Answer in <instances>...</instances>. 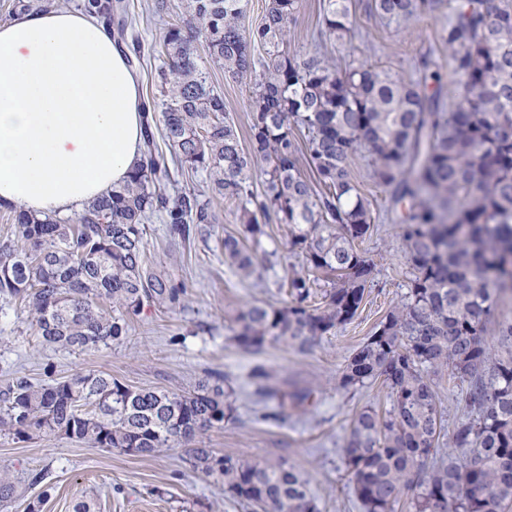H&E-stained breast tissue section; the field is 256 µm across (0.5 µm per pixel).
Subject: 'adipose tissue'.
Instances as JSON below:
<instances>
[{
    "label": "adipose tissue",
    "mask_w": 512,
    "mask_h": 512,
    "mask_svg": "<svg viewBox=\"0 0 512 512\" xmlns=\"http://www.w3.org/2000/svg\"><path fill=\"white\" fill-rule=\"evenodd\" d=\"M128 55L86 11L0 24V204L66 216L127 180L144 113Z\"/></svg>",
    "instance_id": "1"
}]
</instances>
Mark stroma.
<instances>
[{
	"mask_svg": "<svg viewBox=\"0 0 512 512\" xmlns=\"http://www.w3.org/2000/svg\"><path fill=\"white\" fill-rule=\"evenodd\" d=\"M126 2L138 18L141 63L137 71L143 95L149 99L156 93L158 41L165 21L149 11L151 0ZM321 2L306 0L305 9L290 26V50L318 51L342 68L388 69L412 80L420 79L421 62L430 58L443 66V91L449 102L461 103L463 78L438 40V19L387 23L369 12V0H352L349 34L341 40L329 39L320 34ZM205 68L212 85L224 96L227 117L247 129V81L225 78L223 70L210 62ZM169 166L168 194H201L211 200L217 215L216 223L203 225L200 233L187 240L171 236L161 216L147 223V258L157 273L171 276L184 288L180 302L144 307L131 316L128 334L120 342L74 353L43 346L26 313L0 297V388L22 377L41 383L51 376L93 370L133 388L182 393L208 376H221L233 391V417L203 435L200 447L243 460H287L309 477L321 512H362L346 477L344 439L357 413L367 407L386 413L391 400L380 383L344 389L337 375L344 360L407 290L410 268L401 252L399 215L391 210L388 192L374 183L365 160L356 161L352 174L375 209L373 231L362 244L376 263L375 279L359 315L323 337L311 351L278 344L253 356L235 342L230 317L247 304L274 303L284 295L293 273L288 228L272 221L265 224L262 235L246 234L236 205L213 197L202 177L184 171L177 161ZM229 234L243 238L256 252L259 265L251 278H240L225 263L221 242ZM256 362L265 365L270 384L289 392L312 391L306 409H289L283 420L265 419L266 407L253 395L248 379ZM42 468L51 473L47 494L27 490L23 498L8 505V512H26L28 500L36 497L42 500L41 512H75L81 503L90 512H245L225 497L222 483L191 467L180 446L142 457L91 448L62 436L36 435L21 441L0 432V471L20 482L30 470Z\"/></svg>",
	"mask_w": 512,
	"mask_h": 512,
	"instance_id": "35a3bbf8",
	"label": "stroma"
}]
</instances>
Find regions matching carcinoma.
<instances>
[{"label": "carcinoma", "instance_id": "obj_1", "mask_svg": "<svg viewBox=\"0 0 512 512\" xmlns=\"http://www.w3.org/2000/svg\"><path fill=\"white\" fill-rule=\"evenodd\" d=\"M54 6L14 0L7 16ZM388 22L444 17L439 40L464 77V103L448 108L441 92L388 70H338L318 53L289 54V24L304 0H267L261 23L245 29L246 0H154L153 13L175 10L160 43L157 95L144 115L143 161L73 217L7 210L19 235L0 244V296L35 325L41 344L85 352L119 341L128 318L146 305L184 295L147 262L145 224L162 215L173 235L217 221L196 194L170 199L166 156L205 175L240 209L253 236L261 221L288 225L289 252L302 256L280 304L251 303L233 317V339L258 354L282 342L301 351L350 323L373 283L375 263L360 248L375 222L372 200L352 176L367 157L375 183L405 208L401 251L411 269L407 292L347 359L339 384L380 382L391 410L359 412L342 448L353 493L364 512H509L512 509V319L498 323L499 351L486 340L501 293L512 291V0H372ZM116 41L132 27L123 0H85ZM322 26L342 39L349 0H322ZM233 80L252 82L249 149L228 119L224 95L199 64V43ZM161 116H156V112ZM265 188L254 189L255 162ZM224 261L243 277L255 256L232 235ZM325 286L322 294L316 288ZM467 384L470 415L438 448L442 414L429 374ZM254 394L299 404L269 384L263 364L248 373ZM224 380L180 394L133 389L88 371L34 386L19 380L0 392V431L18 440L65 436L93 448L152 456L186 446L193 468L224 483V496L258 512H319L305 474L283 460H241L194 446L232 418ZM20 496L0 475V504Z\"/></svg>", "mask_w": 512, "mask_h": 512}]
</instances>
